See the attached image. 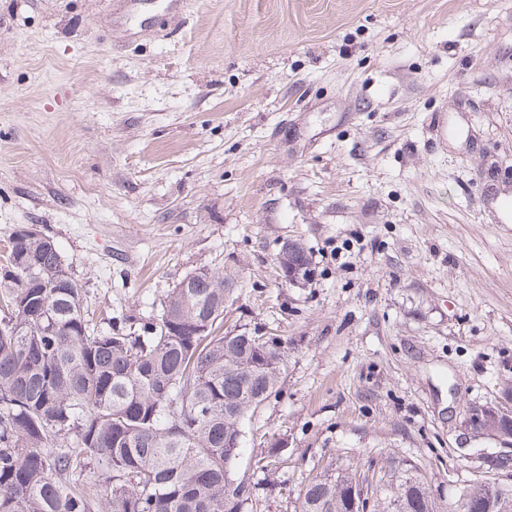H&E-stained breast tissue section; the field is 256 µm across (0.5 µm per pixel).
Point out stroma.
Returning <instances> with one entry per match:
<instances>
[{
    "label": "stroma",
    "instance_id": "35a3bbf8",
    "mask_svg": "<svg viewBox=\"0 0 512 512\" xmlns=\"http://www.w3.org/2000/svg\"><path fill=\"white\" fill-rule=\"evenodd\" d=\"M23 224L102 329L233 280L225 334L286 357L244 424L250 512L397 462L436 512L512 483L468 424L512 412V0H0V264ZM303 245L297 241L285 242L281 254L277 257V264L282 280L289 285L298 286L309 279V269L305 265L310 264L309 255L303 250ZM302 253V264L298 257Z\"/></svg>",
    "mask_w": 512,
    "mask_h": 512
}]
</instances>
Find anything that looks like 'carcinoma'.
<instances>
[{"label": "carcinoma", "instance_id": "1", "mask_svg": "<svg viewBox=\"0 0 512 512\" xmlns=\"http://www.w3.org/2000/svg\"><path fill=\"white\" fill-rule=\"evenodd\" d=\"M0 272V512H96V488L110 487L109 512H226L240 483L224 435L242 428L249 397L277 393L285 362L250 370L254 351L224 336V272L193 288H172L141 336L103 330L86 291L53 239L19 226ZM98 481L77 485L74 471ZM355 472L325 473L301 489L300 512H347ZM494 512H512V485ZM433 512L416 466L392 468L372 487L377 512L402 494Z\"/></svg>", "mask_w": 512, "mask_h": 512}]
</instances>
